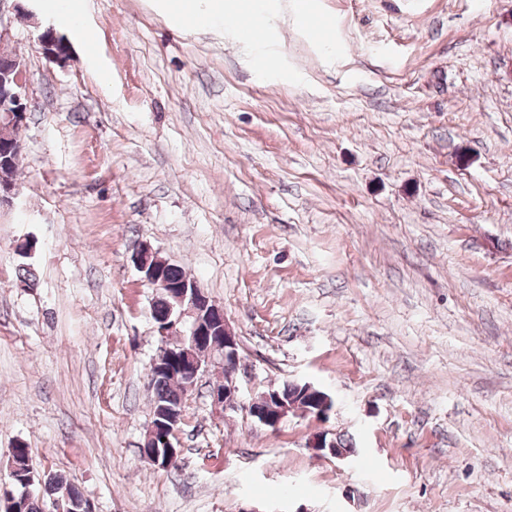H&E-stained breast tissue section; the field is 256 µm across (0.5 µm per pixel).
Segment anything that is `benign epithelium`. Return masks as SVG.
Masks as SVG:
<instances>
[{
  "instance_id": "benign-epithelium-1",
  "label": "benign epithelium",
  "mask_w": 512,
  "mask_h": 512,
  "mask_svg": "<svg viewBox=\"0 0 512 512\" xmlns=\"http://www.w3.org/2000/svg\"><path fill=\"white\" fill-rule=\"evenodd\" d=\"M41 47L45 58L57 63L67 57V53L56 49L55 29L45 27L40 33ZM23 81V62L18 57H4L0 59V100L13 101L12 109L0 110V135L8 134L16 150L22 149L15 132L20 130L26 120L27 105ZM12 162L0 161V206L8 205L15 195L16 183L10 175ZM153 252L147 246L142 247L136 254V263L139 272L143 273V281L155 292L166 294L171 291L176 295L180 306L174 318L161 321L163 327H155L159 335L164 337L167 344L175 343L178 349L179 366L184 385V397H189L196 387L200 377L212 365L222 370V379L213 383L211 387L212 405L214 410L221 413L235 409L234 396L239 387L237 375L241 367L242 357L238 339L231 330L224 317V310L210 303V299L198 285H182L174 287L161 280L156 269H147ZM224 338L222 347L216 349L209 345L208 338L213 334ZM246 416L260 425L275 430L284 419L283 414L270 416L262 408L253 404L245 407ZM174 417L170 416L166 422L159 424L156 431L155 447L166 449L163 457H155V461H164L165 467L172 466L178 460L179 450L175 448L173 437L177 431L171 428L170 423ZM53 512H95L94 505L89 500L80 503L66 498L51 497Z\"/></svg>"
}]
</instances>
